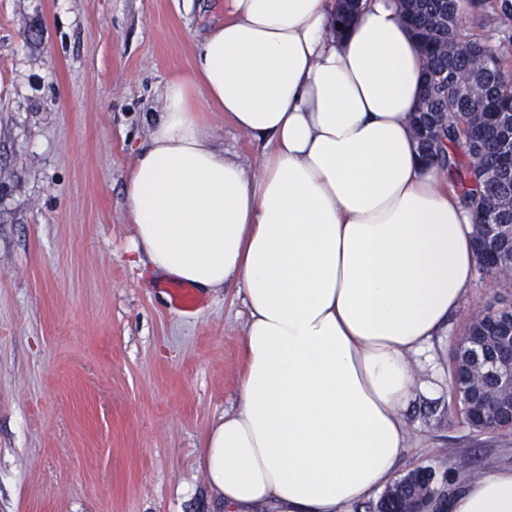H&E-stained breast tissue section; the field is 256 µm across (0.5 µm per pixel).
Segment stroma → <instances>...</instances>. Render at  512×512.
<instances>
[{
  "mask_svg": "<svg viewBox=\"0 0 512 512\" xmlns=\"http://www.w3.org/2000/svg\"><path fill=\"white\" fill-rule=\"evenodd\" d=\"M224 0H0V512H224L202 461L235 407L247 312L236 287L194 311L130 264L123 186ZM254 166L265 141L209 115ZM512 291L477 277L437 351ZM398 464L447 491L512 465V430L470 427L452 386L413 400Z\"/></svg>",
  "mask_w": 512,
  "mask_h": 512,
  "instance_id": "stroma-1",
  "label": "stroma"
}]
</instances>
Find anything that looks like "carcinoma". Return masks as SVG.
Masks as SVG:
<instances>
[{
    "instance_id": "1",
    "label": "carcinoma",
    "mask_w": 512,
    "mask_h": 512,
    "mask_svg": "<svg viewBox=\"0 0 512 512\" xmlns=\"http://www.w3.org/2000/svg\"><path fill=\"white\" fill-rule=\"evenodd\" d=\"M457 0H409L406 19L428 60L424 85L448 72L467 71L474 84L456 87L448 83V94L422 97L415 123L429 131L449 111L448 127L441 128L433 149L420 144L423 157L448 170L449 181L462 200L475 208L476 223L485 221L487 210L496 209L501 224L512 225V130L504 124V113H512V92L502 82L512 73V38L493 40L491 36L470 37L464 48L453 47L460 37ZM493 335L473 328L461 339L462 353L453 385L459 402L468 399L463 375L470 344ZM420 481L395 489L377 505V512H396L401 502L419 493Z\"/></svg>"
}]
</instances>
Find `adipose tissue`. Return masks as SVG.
<instances>
[{"instance_id":"adipose-tissue-1","label":"adipose tissue","mask_w":512,"mask_h":512,"mask_svg":"<svg viewBox=\"0 0 512 512\" xmlns=\"http://www.w3.org/2000/svg\"><path fill=\"white\" fill-rule=\"evenodd\" d=\"M360 5L338 36L336 0H226L126 175L132 252L247 309L239 401L202 454L225 512H344L392 485L479 268L474 209L415 139L425 56L397 0ZM211 110L267 141L256 171L209 145ZM448 512H512V468Z\"/></svg>"}]
</instances>
